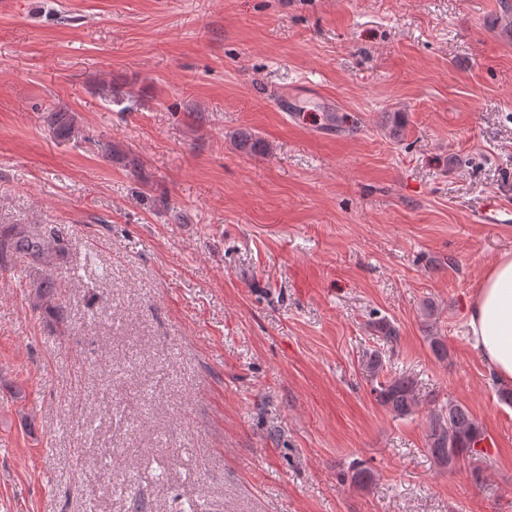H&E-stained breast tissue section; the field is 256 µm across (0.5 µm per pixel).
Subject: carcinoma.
Returning a JSON list of instances; mask_svg holds the SVG:
<instances>
[{
    "label": "carcinoma",
    "mask_w": 512,
    "mask_h": 512,
    "mask_svg": "<svg viewBox=\"0 0 512 512\" xmlns=\"http://www.w3.org/2000/svg\"><path fill=\"white\" fill-rule=\"evenodd\" d=\"M56 134L75 135L76 120L69 112H56L52 117ZM64 252L63 236L55 231L40 232L29 224H12L0 230V268L9 267L16 258L38 272L34 283L36 307L49 313L56 311L59 289L50 271ZM372 328L389 347L398 340L397 328L386 318H376ZM366 369L376 386L372 387L375 400L393 417L404 418L417 408L416 381L410 376L394 375L380 378L388 371L386 356L376 350L367 361ZM486 436L471 412L463 405L450 401L438 406L427 417L426 447L435 462L444 467L454 466L466 456L480 460Z\"/></svg>",
    "instance_id": "cac0c4a2"
}]
</instances>
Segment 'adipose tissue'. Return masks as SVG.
<instances>
[{
	"label": "adipose tissue",
	"instance_id": "adipose-tissue-1",
	"mask_svg": "<svg viewBox=\"0 0 512 512\" xmlns=\"http://www.w3.org/2000/svg\"><path fill=\"white\" fill-rule=\"evenodd\" d=\"M467 336L497 381L512 384V255L485 274L468 307Z\"/></svg>",
	"mask_w": 512,
	"mask_h": 512
}]
</instances>
